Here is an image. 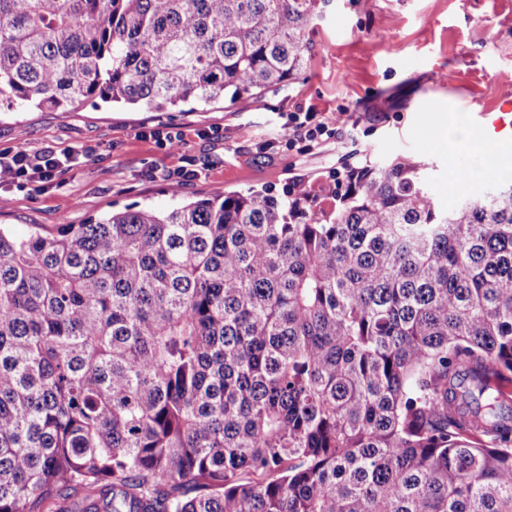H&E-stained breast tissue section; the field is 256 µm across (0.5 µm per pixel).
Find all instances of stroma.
<instances>
[{
	"instance_id": "stroma-1",
	"label": "stroma",
	"mask_w": 512,
	"mask_h": 512,
	"mask_svg": "<svg viewBox=\"0 0 512 512\" xmlns=\"http://www.w3.org/2000/svg\"><path fill=\"white\" fill-rule=\"evenodd\" d=\"M310 61L287 90L258 101L182 112H149L85 101L66 112L17 108L0 114V149L47 147L80 153L78 164L44 182L0 185V224H85L133 206L159 210L215 192L269 188L303 176L316 198L369 162L412 156L433 197L447 206L512 179L480 135L449 144L437 122L470 123L471 108L512 99V0H336L312 35ZM306 104L340 117L334 139L289 145L286 112ZM146 122L180 126L194 179L169 174L182 156L137 138ZM218 129L215 137L204 136Z\"/></svg>"
}]
</instances>
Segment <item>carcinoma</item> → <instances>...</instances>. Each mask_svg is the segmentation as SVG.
<instances>
[{"instance_id":"obj_1","label":"carcinoma","mask_w":512,"mask_h":512,"mask_svg":"<svg viewBox=\"0 0 512 512\" xmlns=\"http://www.w3.org/2000/svg\"><path fill=\"white\" fill-rule=\"evenodd\" d=\"M333 0H0V109L290 85ZM512 512V184L421 166L0 225V512Z\"/></svg>"}]
</instances>
